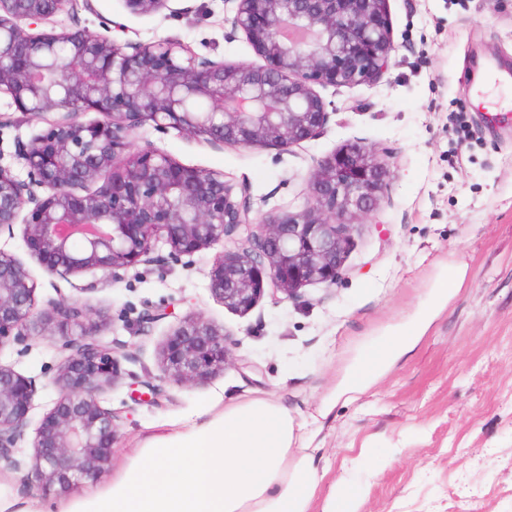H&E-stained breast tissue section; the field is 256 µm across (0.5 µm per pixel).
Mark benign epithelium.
Returning <instances> with one entry per match:
<instances>
[{"label": "benign epithelium", "instance_id": "obj_1", "mask_svg": "<svg viewBox=\"0 0 512 512\" xmlns=\"http://www.w3.org/2000/svg\"><path fill=\"white\" fill-rule=\"evenodd\" d=\"M134 15L167 0H123ZM388 0H224L225 18L263 64L201 56L178 39L121 41L76 29L31 33L90 0H0V99L26 118L49 113V129L19 154L26 177L0 164V234L24 224L29 250L52 275L101 274L168 256L192 257L224 241L207 273L224 307L252 310L266 292L285 300L311 284L340 279L354 221L375 214L390 180L388 165L354 142L320 158L309 201L296 212L258 216L250 186L221 173L135 147L146 124L173 129L214 149L290 148L320 136L336 107L315 87L369 83L393 64ZM180 87L176 101L159 90ZM203 99L204 111L186 100ZM106 121H81L83 112ZM37 284L0 248V344L49 332L60 337L58 397L26 444L24 427L36 379L0 363V465L42 492L63 494L93 479L108 461L117 415L106 394L129 346L108 339L64 296L33 313ZM228 335L186 316L160 354L163 378L201 384L224 370Z\"/></svg>", "mask_w": 512, "mask_h": 512}]
</instances>
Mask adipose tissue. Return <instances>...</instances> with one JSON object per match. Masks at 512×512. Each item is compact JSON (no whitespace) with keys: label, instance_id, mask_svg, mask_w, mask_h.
<instances>
[{"label":"adipose tissue","instance_id":"obj_1","mask_svg":"<svg viewBox=\"0 0 512 512\" xmlns=\"http://www.w3.org/2000/svg\"><path fill=\"white\" fill-rule=\"evenodd\" d=\"M368 342L344 368L334 400L354 401L406 355L431 320ZM317 430L286 406L250 399L151 439L111 487L73 512H313L321 481Z\"/></svg>","mask_w":512,"mask_h":512}]
</instances>
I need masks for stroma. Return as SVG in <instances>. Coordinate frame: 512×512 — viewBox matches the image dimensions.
<instances>
[{
    "label": "stroma",
    "mask_w": 512,
    "mask_h": 512,
    "mask_svg": "<svg viewBox=\"0 0 512 512\" xmlns=\"http://www.w3.org/2000/svg\"><path fill=\"white\" fill-rule=\"evenodd\" d=\"M396 64L380 79L320 88L335 114L317 139L287 149L216 150L176 130L142 128L178 163L247 179L264 214L302 207L314 162L343 145L375 149L392 172L374 216L359 220L336 286L303 287L298 300L264 296L249 313L228 310L208 289L207 272L224 251L216 243L189 265L165 260L123 271L117 281L50 275L30 253L23 225L0 237L38 284L37 308L67 297L102 335L126 342L109 395L120 418L109 460L95 480L68 493L44 494L0 470L5 512H66L104 493L137 448L234 400L284 401L296 421L316 414L342 370L367 341L408 324L431 304L450 271L464 269L455 294L415 348L353 402H338L318 436L330 459L321 494L344 479L365 487L357 512H512V125H493L473 94L476 59L512 64V0H389ZM118 19L129 39H181L197 53L258 63L243 33L224 21V0H168L151 15L130 14L123 0H92L61 13L43 31H101ZM44 120L0 128V164L17 175L18 144ZM164 319L139 325L146 311ZM188 315L229 334L231 360L203 384L160 378V350ZM0 361L37 379L28 415L36 428L58 396L51 380L61 361L50 334L0 344ZM160 382L157 403L130 396L132 376ZM391 460L360 464L365 440Z\"/></svg>",
    "instance_id": "35a3bbf8"
}]
</instances>
